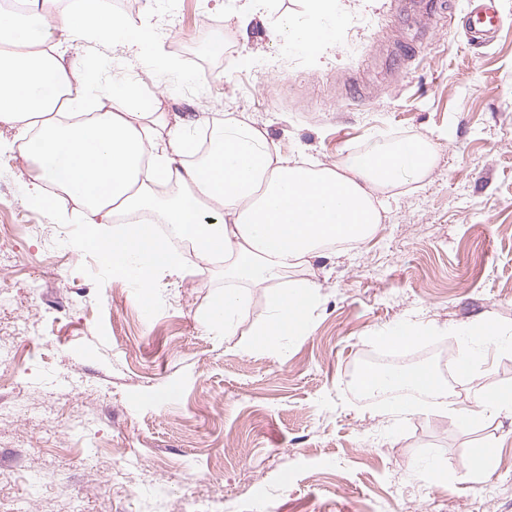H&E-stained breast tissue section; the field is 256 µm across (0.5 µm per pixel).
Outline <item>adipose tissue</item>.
<instances>
[{"mask_svg":"<svg viewBox=\"0 0 512 512\" xmlns=\"http://www.w3.org/2000/svg\"><path fill=\"white\" fill-rule=\"evenodd\" d=\"M267 2L249 0L248 9L226 20L241 29L258 20L270 31L287 30L293 46L311 58L343 35V0H303L305 21L289 25ZM58 19L90 42L109 41L133 55L156 38L152 29L109 12L103 0H81ZM44 42L38 19L21 22L0 11V125L19 134L38 128L29 153L35 177L84 203V246L99 250L113 274L151 293L157 276L181 279L191 272L145 220L158 215L198 260L224 264V293L205 313L204 327L231 333L249 302L247 289H269L271 319L257 334L276 354L309 331L308 315L319 300L316 283L289 280V273L326 256L330 246L370 239L382 221L381 195L404 178H426L436 159L431 139L391 147L376 137L336 164H302L267 132L229 112L201 117L210 134L203 151L190 124L154 111L138 85L125 80L111 108L82 121L78 115L95 100L101 72L87 60L47 53ZM457 334L466 345L458 373L471 382L480 379L490 346H512V336L492 341L471 328ZM364 385L376 392L442 389L425 366L373 373Z\"/></svg>","mask_w":512,"mask_h":512,"instance_id":"adipose-tissue-1","label":"adipose tissue"}]
</instances>
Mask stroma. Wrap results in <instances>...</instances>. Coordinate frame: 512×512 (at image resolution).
<instances>
[{
  "label": "stroma",
  "instance_id": "35a3bbf8",
  "mask_svg": "<svg viewBox=\"0 0 512 512\" xmlns=\"http://www.w3.org/2000/svg\"><path fill=\"white\" fill-rule=\"evenodd\" d=\"M463 2L350 10L343 38L313 60L287 32L226 24L245 0H115L161 35L175 66L166 87L151 55L90 47L42 16L48 46L69 60L94 52L178 117L235 113L308 162L337 163L375 135L431 138L438 155L425 179L388 192L370 240L291 272L320 298L311 332L280 356L256 335L268 289H249L227 336L202 326L223 268L162 279L144 296L81 247L80 202L50 216L29 202L28 187L53 188L16 161L24 141L0 126V290L12 299L0 349L35 352L0 380V512H146L160 488L165 512H512V414L465 429L443 411L383 413L346 385L370 367L375 332L407 320L422 333L408 358L439 375L455 407L512 388L510 349L490 353L475 385L450 365L465 352L452 327L512 331V0H496L486 44L461 29ZM218 31L223 52L200 62L194 44ZM168 386L176 402L160 401ZM485 446L494 463L470 481Z\"/></svg>",
  "mask_w": 512,
  "mask_h": 512
}]
</instances>
